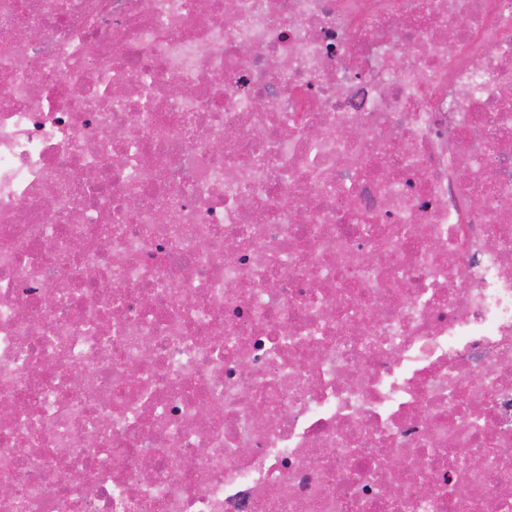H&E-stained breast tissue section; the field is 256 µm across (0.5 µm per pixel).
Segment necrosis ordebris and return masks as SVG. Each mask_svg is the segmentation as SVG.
Here are the masks:
<instances>
[{
    "label": "necrosis or debris",
    "instance_id": "1",
    "mask_svg": "<svg viewBox=\"0 0 512 512\" xmlns=\"http://www.w3.org/2000/svg\"><path fill=\"white\" fill-rule=\"evenodd\" d=\"M0 512H512V0H0Z\"/></svg>",
    "mask_w": 512,
    "mask_h": 512
}]
</instances>
